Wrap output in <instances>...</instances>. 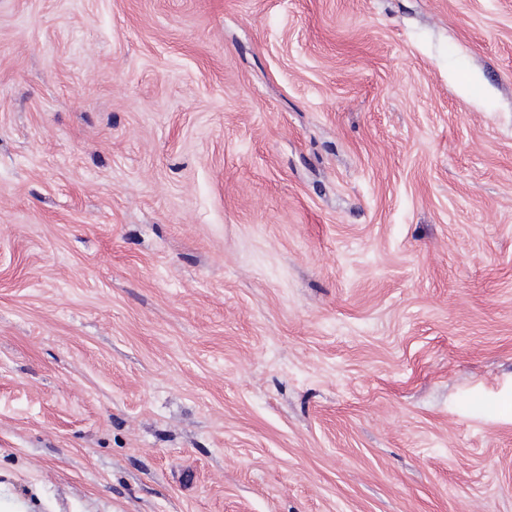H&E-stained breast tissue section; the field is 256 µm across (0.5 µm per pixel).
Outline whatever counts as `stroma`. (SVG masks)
Masks as SVG:
<instances>
[{
  "label": "stroma",
  "mask_w": 512,
  "mask_h": 512,
  "mask_svg": "<svg viewBox=\"0 0 512 512\" xmlns=\"http://www.w3.org/2000/svg\"><path fill=\"white\" fill-rule=\"evenodd\" d=\"M0 512H512V0H0Z\"/></svg>",
  "instance_id": "stroma-1"
}]
</instances>
